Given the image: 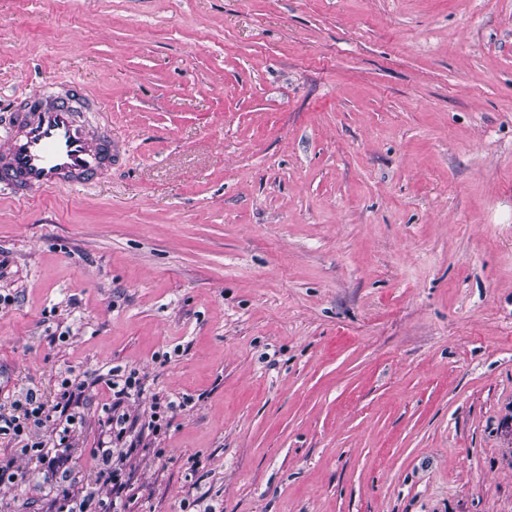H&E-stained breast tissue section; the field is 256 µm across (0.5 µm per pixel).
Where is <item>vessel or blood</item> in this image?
Returning <instances> with one entry per match:
<instances>
[{"instance_id": "1", "label": "vessel or blood", "mask_w": 512, "mask_h": 512, "mask_svg": "<svg viewBox=\"0 0 512 512\" xmlns=\"http://www.w3.org/2000/svg\"><path fill=\"white\" fill-rule=\"evenodd\" d=\"M99 109L96 98L75 83L44 86L19 100L0 151V188L26 203L39 192L104 178L112 165V129L83 120Z\"/></svg>"}]
</instances>
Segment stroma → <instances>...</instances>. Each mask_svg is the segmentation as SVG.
<instances>
[{
	"label": "stroma",
	"mask_w": 512,
	"mask_h": 512,
	"mask_svg": "<svg viewBox=\"0 0 512 512\" xmlns=\"http://www.w3.org/2000/svg\"><path fill=\"white\" fill-rule=\"evenodd\" d=\"M77 81L119 144L0 193V404L186 398L131 512H512V0H0V118Z\"/></svg>",
	"instance_id": "1"
}]
</instances>
